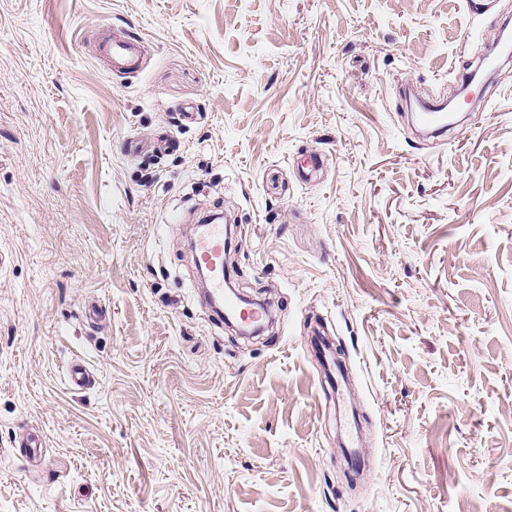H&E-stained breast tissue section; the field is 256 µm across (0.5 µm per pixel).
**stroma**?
Listing matches in <instances>:
<instances>
[{
  "mask_svg": "<svg viewBox=\"0 0 512 512\" xmlns=\"http://www.w3.org/2000/svg\"><path fill=\"white\" fill-rule=\"evenodd\" d=\"M509 16L0 0V512H512V65L438 138L401 96L460 83ZM105 23L140 71L96 59ZM214 214L275 309L258 338L201 302L187 224ZM93 374L81 358L73 359L66 367V385L71 390L88 389L93 384Z\"/></svg>",
  "mask_w": 512,
  "mask_h": 512,
  "instance_id": "35a3bbf8",
  "label": "stroma"
}]
</instances>
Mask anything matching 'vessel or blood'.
Listing matches in <instances>:
<instances>
[{
    "mask_svg": "<svg viewBox=\"0 0 512 512\" xmlns=\"http://www.w3.org/2000/svg\"><path fill=\"white\" fill-rule=\"evenodd\" d=\"M99 56L105 60L110 69L116 72L139 70V45L128 37H112L102 42L98 49ZM417 121L420 126L436 131L446 130L448 126V109L446 105L429 103L419 109ZM192 262L210 281L209 302L231 312L243 321L259 320V310L244 308L232 295L224 291V227L220 224H207L197 231L192 243ZM65 381L69 389L84 390L93 384V374L83 359H73L66 367Z\"/></svg>",
    "mask_w": 512,
    "mask_h": 512,
    "instance_id": "vessel-or-blood-1",
    "label": "vessel or blood"
}]
</instances>
